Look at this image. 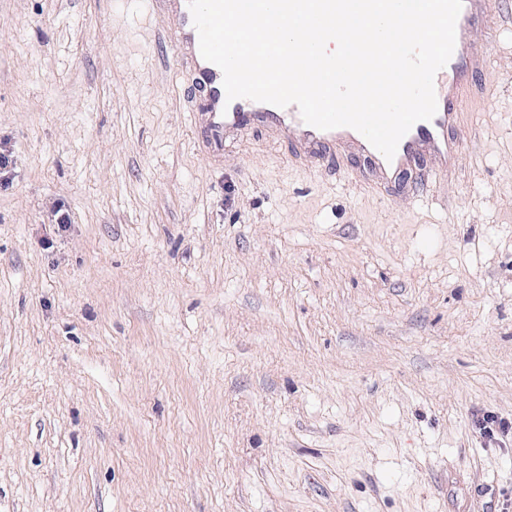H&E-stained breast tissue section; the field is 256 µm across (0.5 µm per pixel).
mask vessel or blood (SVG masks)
I'll use <instances>...</instances> for the list:
<instances>
[{"instance_id": "vessel-or-blood-1", "label": "vessel or blood", "mask_w": 512, "mask_h": 512, "mask_svg": "<svg viewBox=\"0 0 512 512\" xmlns=\"http://www.w3.org/2000/svg\"><path fill=\"white\" fill-rule=\"evenodd\" d=\"M489 3L490 0H463L456 23L454 52L434 78L437 112L431 120L413 125L401 139L395 157L389 161L351 128L320 130L306 124L297 106L280 108L244 98L227 101L221 70L200 54L198 33L187 0H147L150 12L162 11L170 18L167 38L181 56L188 77L202 97V127L207 148L214 159L224 156L225 133L254 119L269 131L295 139L310 153L341 144L351 146L370 169L385 180L398 178L423 151L433 157L438 173H447L460 164L462 136L458 107L472 76L470 38L473 28L488 20Z\"/></svg>"}]
</instances>
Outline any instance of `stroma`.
I'll return each mask as SVG.
<instances>
[{
  "mask_svg": "<svg viewBox=\"0 0 512 512\" xmlns=\"http://www.w3.org/2000/svg\"><path fill=\"white\" fill-rule=\"evenodd\" d=\"M464 159L382 184L252 124L213 167L143 0H0V512H501L512 0ZM70 221H55L57 210ZM480 437L489 447L507 448L512 441V422L508 419L486 415L477 423Z\"/></svg>",
  "mask_w": 512,
  "mask_h": 512,
  "instance_id": "stroma-1",
  "label": "stroma"
}]
</instances>
